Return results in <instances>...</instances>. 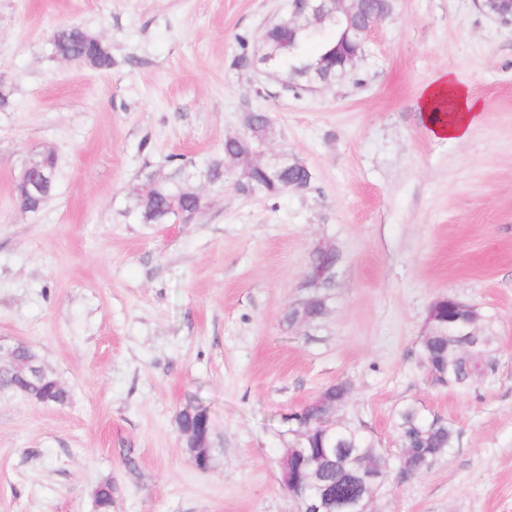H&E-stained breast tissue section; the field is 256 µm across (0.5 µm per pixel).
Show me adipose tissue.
<instances>
[{"label":"adipose tissue","mask_w":512,"mask_h":512,"mask_svg":"<svg viewBox=\"0 0 512 512\" xmlns=\"http://www.w3.org/2000/svg\"><path fill=\"white\" fill-rule=\"evenodd\" d=\"M419 108L426 126L435 137L461 141L477 124L481 105L467 88L445 71L422 89Z\"/></svg>","instance_id":"obj_1"}]
</instances>
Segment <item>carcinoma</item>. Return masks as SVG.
I'll return each instance as SVG.
<instances>
[{
	"mask_svg": "<svg viewBox=\"0 0 512 512\" xmlns=\"http://www.w3.org/2000/svg\"><path fill=\"white\" fill-rule=\"evenodd\" d=\"M390 0H357L354 13L347 17L332 11L317 24L300 23L286 46H281L286 30L284 22L267 26L259 37L239 38L240 51L231 66L247 71L255 68L265 51L275 50L277 74L281 81L292 85L296 94L310 90L307 69L322 65L319 83L329 84L345 74L343 51L354 38V29L375 12H389ZM87 50L81 30L68 27L56 31L52 38V51L60 58L79 59ZM244 129L224 138L223 158L213 159L204 167L206 178L213 184L226 182V164H235L233 174L237 191L247 195L274 198L288 190H306L314 181L313 172L302 162L288 164V169L273 176L265 170L252 167L243 170L240 162L264 145L273 135L272 121L264 111L250 110L243 115ZM171 172L164 178L154 174L145 176L135 196V205L143 224H169L173 222V208L201 212L203 204L197 197V186L191 181L187 168L191 162L182 155L169 157ZM442 322L435 323L433 336L421 343L420 360L425 368L435 367L446 375L448 386L464 388L494 370L497 363L494 320L482 316L478 329L480 354L472 355L459 328L448 322L447 311L440 312ZM24 355L13 364L0 366V392L13 391L21 384ZM43 390L48 403L62 405L68 391L61 386L52 372H47ZM399 451L390 457L378 447L359 426L343 424L316 443L325 448L331 461L322 471L323 485L339 499L357 496L370 483L377 485V494L385 496L390 470L407 477L414 470L433 463L455 447L458 432L448 421L426 414L415 403L399 408L394 415ZM112 481L106 480L93 492L98 512H111Z\"/></svg>",
	"mask_w": 512,
	"mask_h": 512,
	"instance_id": "obj_1",
	"label": "carcinoma"
}]
</instances>
